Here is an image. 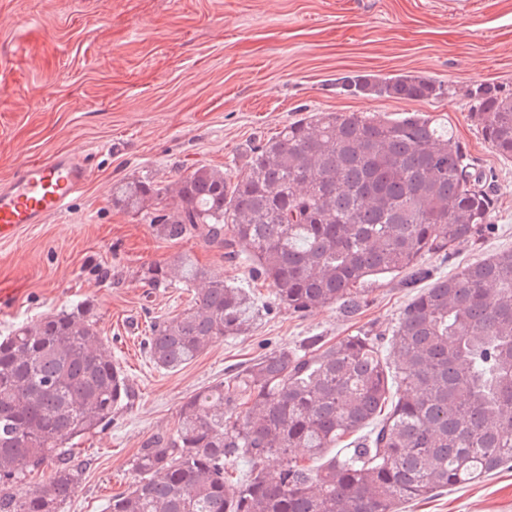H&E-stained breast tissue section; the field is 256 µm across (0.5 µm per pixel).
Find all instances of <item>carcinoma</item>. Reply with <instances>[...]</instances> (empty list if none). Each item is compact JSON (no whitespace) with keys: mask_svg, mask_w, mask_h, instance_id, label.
Listing matches in <instances>:
<instances>
[{"mask_svg":"<svg viewBox=\"0 0 512 512\" xmlns=\"http://www.w3.org/2000/svg\"><path fill=\"white\" fill-rule=\"evenodd\" d=\"M337 86L403 101L446 94L414 74L345 76ZM465 95L484 140L512 159V93L478 83ZM489 179L448 127L420 112H316L250 147L235 175L200 165L164 188L119 181L112 204L149 216L163 240L198 237L246 262L273 305L305 315L337 304L356 315L379 276L429 277L424 255L446 258L489 229ZM141 280L194 289L193 303L145 342L149 362L167 372L246 333L265 310L188 253L142 268ZM127 398L110 342L81 305L0 336V512H61L82 473L74 441L104 428ZM270 456L282 466L269 476ZM242 458L252 469L234 484L228 467ZM46 464L49 478L23 488ZM510 464L504 251L436 279L387 336L370 329L332 345L310 336L187 397L174 430L133 458L137 480L108 512H400Z\"/></svg>","mask_w":512,"mask_h":512,"instance_id":"cac0c4a2","label":"carcinoma"}]
</instances>
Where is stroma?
<instances>
[{
  "label": "stroma",
  "instance_id": "35a3bbf8",
  "mask_svg": "<svg viewBox=\"0 0 512 512\" xmlns=\"http://www.w3.org/2000/svg\"><path fill=\"white\" fill-rule=\"evenodd\" d=\"M348 74H420L452 93L346 97L336 80ZM475 83L512 91V0H0V180L59 151L83 153L91 171L64 215L0 241V336L85 303L131 388L109 426L78 440L86 468L61 512H105L133 484L140 448L171 433L184 398L229 369L309 336L390 331L417 294L388 275L354 318L335 304L304 316L269 306L249 333L179 371L158 370L144 348L150 325L181 313L193 293L145 286L143 265L187 252L256 288L260 302L268 287L198 238H157L142 216L113 206V184L165 185L199 165L239 171L249 146L315 112H420L447 122L475 169L492 176L491 232L423 258L435 276H451L512 249V160L469 116L463 92ZM405 512H512V469Z\"/></svg>",
  "mask_w": 512,
  "mask_h": 512
}]
</instances>
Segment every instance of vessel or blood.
I'll list each match as a JSON object with an SVG mask.
<instances>
[{"instance_id": "b4317fda", "label": "vessel or blood", "mask_w": 512, "mask_h": 512, "mask_svg": "<svg viewBox=\"0 0 512 512\" xmlns=\"http://www.w3.org/2000/svg\"><path fill=\"white\" fill-rule=\"evenodd\" d=\"M89 180V169L67 152L53 153L17 171L0 185V241L15 238L23 225L67 212Z\"/></svg>"}]
</instances>
